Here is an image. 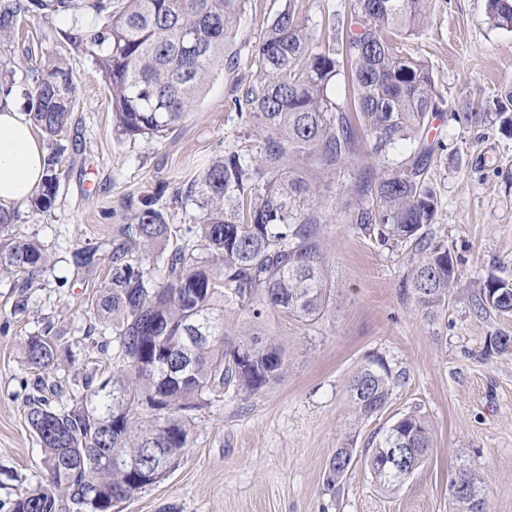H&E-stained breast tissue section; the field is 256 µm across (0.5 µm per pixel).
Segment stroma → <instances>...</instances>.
I'll list each match as a JSON object with an SVG mask.
<instances>
[{
    "mask_svg": "<svg viewBox=\"0 0 512 512\" xmlns=\"http://www.w3.org/2000/svg\"><path fill=\"white\" fill-rule=\"evenodd\" d=\"M286 0H246L231 51L235 72L216 67L200 98L161 138L118 136L110 91L87 48L69 38L93 15H35L0 36V94L28 99L29 72L63 60L77 81L72 120L46 140L59 150V189L52 207L16 205L14 234L40 244L47 269L19 292L0 268V507L35 490L46 477L44 455L25 414L38 370L28 366L21 340L49 333L68 346L72 362L51 372L65 392H81L86 373L107 372L106 355L91 346L84 309L107 277L111 241L152 203L173 224L197 223L200 209L175 207L172 195L215 159L250 145L257 162L263 141L232 103L237 78L253 74L265 23ZM487 0H433L431 19L406 39L407 52L430 64L441 108L433 132L445 147L428 178L438 198L436 221L424 228L431 243L447 245L459 269L448 305L426 321L410 286L419 259L414 241H381L377 232L333 215L324 227L325 264L333 299L306 326L269 315L266 328L288 345L278 382L255 395L225 390L196 413L189 447L159 482L117 504L112 512H454L449 486L458 465L478 467L486 512H512V351L490 346L512 337V315L476 314L472 301L489 278L512 279V136L497 126L463 127L450 118L470 99L492 97L512 84V31L487 21ZM372 141L360 137L347 164L320 175L328 196L349 197L360 173L375 165ZM99 247L91 271L69 262L79 247ZM25 311H15L18 295ZM392 381L386 407L356 414L349 384L370 364ZM425 418L433 447L427 462L394 493L384 492L362 451L392 422ZM356 455L336 485L328 463L336 449Z\"/></svg>",
    "mask_w": 512,
    "mask_h": 512,
    "instance_id": "obj_1",
    "label": "stroma"
}]
</instances>
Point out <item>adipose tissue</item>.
<instances>
[{
	"label": "adipose tissue",
	"mask_w": 512,
	"mask_h": 512,
	"mask_svg": "<svg viewBox=\"0 0 512 512\" xmlns=\"http://www.w3.org/2000/svg\"><path fill=\"white\" fill-rule=\"evenodd\" d=\"M46 152L18 99L0 100V203L27 202L42 183Z\"/></svg>",
	"instance_id": "ef3b65f1"
}]
</instances>
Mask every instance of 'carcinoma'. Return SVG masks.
I'll use <instances>...</instances> for the list:
<instances>
[{"label": "carcinoma", "mask_w": 512, "mask_h": 512, "mask_svg": "<svg viewBox=\"0 0 512 512\" xmlns=\"http://www.w3.org/2000/svg\"><path fill=\"white\" fill-rule=\"evenodd\" d=\"M0 0V33L11 32L29 13L70 14L79 9L102 23L77 31L108 80L114 128L126 138L162 136L196 103L217 62L234 42L246 0ZM432 0H355L347 17L327 21L340 35L334 47L314 39L302 0H288L266 24L253 60L254 74L236 80L233 106L263 135L259 164L245 163L244 147L215 160L175 202L202 211L196 224L168 223L145 206L112 240L108 278L86 307L97 327L92 347L109 354L112 370L84 376L85 399L61 398L62 386L38 377L26 401V419L44 452L46 483L18 497L10 512H112L114 504L154 484L159 468L179 463L189 447L195 412L226 387L255 394L277 382L287 365L285 348L259 329L276 313L304 325L317 320L330 298L321 228L330 211L364 227L381 226L392 239H417L435 221L438 199L426 178L441 141L422 135L439 112L428 62L401 49L431 16ZM496 29L512 31V0H487ZM350 101L329 95L340 75ZM77 84L62 63L32 74L30 119L46 136L71 120ZM373 139V155L388 158L399 145L412 149L397 166L363 174L355 201L340 206L316 192L308 166L335 170L358 147L353 118ZM451 119L467 127L499 123L512 136V85L492 99L470 102ZM59 183L58 157L46 160V177L32 198L51 207ZM16 212L0 208V266L18 278L15 309L46 266L33 241L14 238ZM204 244L208 256L197 254ZM410 286L424 317L432 321L448 303L458 270L443 244L420 248ZM71 264L92 269L98 249L81 247ZM478 313L512 314V280L490 278L475 299ZM245 316L231 337L224 311ZM27 363L47 370L70 350L51 336L27 337ZM356 412L372 416L387 405L390 380L364 367L350 384ZM431 448V431L420 416L406 414L364 449V462L379 487L400 489L394 458H414L418 468ZM353 448H338L327 484L347 471ZM457 512H485V486L475 466L464 465L451 481Z\"/></svg>", "instance_id": "1"}]
</instances>
